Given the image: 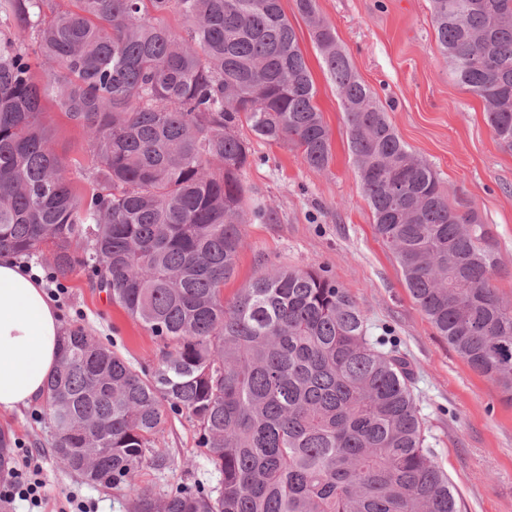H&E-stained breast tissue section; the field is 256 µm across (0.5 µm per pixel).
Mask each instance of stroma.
Wrapping results in <instances>:
<instances>
[{
  "label": "stroma",
  "mask_w": 512,
  "mask_h": 512,
  "mask_svg": "<svg viewBox=\"0 0 512 512\" xmlns=\"http://www.w3.org/2000/svg\"><path fill=\"white\" fill-rule=\"evenodd\" d=\"M317 88L316 103L332 137L327 170L308 169L286 146L253 140L255 160L243 179L256 199L276 207L271 223L245 224V245L224 284L232 301L263 270L326 268L368 319L371 335L390 332L413 371V391L428 427L435 462L447 472L462 512H512V405L494 382L474 372L439 336L410 296L392 253L377 236L348 151L341 101L310 29L294 0H281ZM360 78L375 90L401 139L450 188L453 205H476L492 230L490 247L502 270L493 284L512 304V151L500 145L482 101L456 82L441 58L428 0H317ZM54 146L64 160L88 162L85 135L49 106ZM90 270L77 269L57 303L60 329L80 327L134 366H152L158 342L138 322L93 288ZM0 430L17 444L13 482L40 474L41 507L15 500L0 512H127L112 490L83 483L52 454L39 403L0 411ZM163 442L172 465L143 468L142 486L215 485L200 434L187 412L170 416Z\"/></svg>",
  "instance_id": "obj_1"
}]
</instances>
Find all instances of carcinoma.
Here are the masks:
<instances>
[{
  "label": "carcinoma",
  "mask_w": 512,
  "mask_h": 512,
  "mask_svg": "<svg viewBox=\"0 0 512 512\" xmlns=\"http://www.w3.org/2000/svg\"><path fill=\"white\" fill-rule=\"evenodd\" d=\"M71 2L0 0V254L47 253L60 278L94 269V287L163 346L142 372L82 328L63 334L42 403L55 457L123 493L128 512H460L410 363L369 336L326 270H265L224 301L242 225L276 219L249 205L239 127L314 171L332 161L281 0ZM294 2L343 104L377 235L436 330L512 404V304L493 285L490 228L399 138L316 0ZM429 4L442 58L512 150V0ZM49 101L87 136L86 192L55 152ZM183 410L220 480L149 491L138 473L170 468L158 435ZM14 464L0 431V477Z\"/></svg>",
  "instance_id": "cac0c4a2"
}]
</instances>
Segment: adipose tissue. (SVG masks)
I'll return each instance as SVG.
<instances>
[{
    "mask_svg": "<svg viewBox=\"0 0 512 512\" xmlns=\"http://www.w3.org/2000/svg\"><path fill=\"white\" fill-rule=\"evenodd\" d=\"M59 313L41 283L0 256V409L41 399L59 361Z\"/></svg>",
    "mask_w": 512,
    "mask_h": 512,
    "instance_id": "obj_1",
    "label": "adipose tissue"
}]
</instances>
